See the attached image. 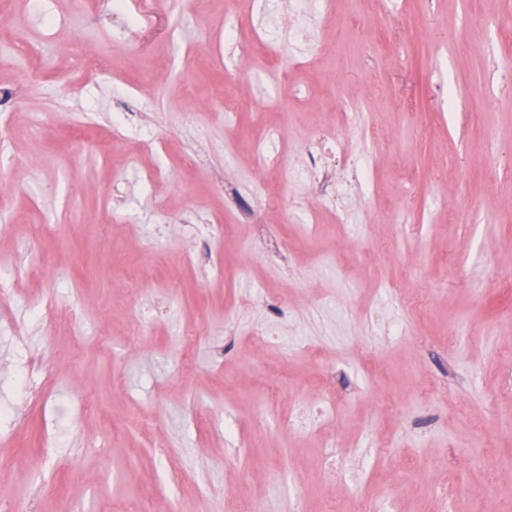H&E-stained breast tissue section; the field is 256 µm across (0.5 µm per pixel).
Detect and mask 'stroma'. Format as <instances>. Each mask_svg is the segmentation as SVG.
<instances>
[{
  "label": "stroma",
  "mask_w": 512,
  "mask_h": 512,
  "mask_svg": "<svg viewBox=\"0 0 512 512\" xmlns=\"http://www.w3.org/2000/svg\"><path fill=\"white\" fill-rule=\"evenodd\" d=\"M190 8L194 18L181 17ZM0 25V120L37 132L0 143V504L37 512H236L265 497L270 512H361L386 484L410 512H512V0H335L315 31L288 24V0H14ZM280 21L279 35L315 43L317 68L280 84L261 62L242 80L224 68L225 15ZM495 28L456 42L473 18ZM105 70L72 87L71 41ZM59 81L29 87L32 68ZM244 104L227 152L224 96ZM278 97L280 109L264 103ZM351 108L348 144L373 169L375 195H324L282 182L247 148L263 127L303 142L317 119ZM112 149L71 151L72 128ZM153 141L144 150V141ZM168 168L164 181L147 171ZM355 221L305 240L290 199ZM234 210L254 223L223 235ZM145 294L149 335L130 331L119 279ZM235 303L225 309V294ZM74 305L48 331L33 305ZM272 324L270 345L253 328ZM283 381L282 395L265 390ZM342 412L313 431H279L290 408L316 400ZM370 430L383 451L360 488L322 483L326 442Z\"/></svg>",
  "instance_id": "35a3bbf8"
}]
</instances>
